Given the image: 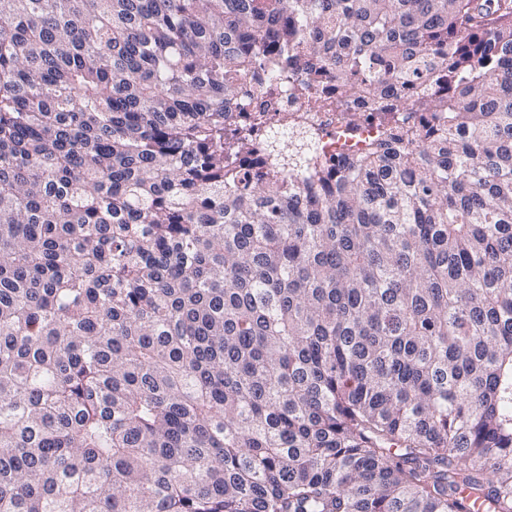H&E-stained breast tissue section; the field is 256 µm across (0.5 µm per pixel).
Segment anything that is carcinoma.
<instances>
[{"mask_svg":"<svg viewBox=\"0 0 512 512\" xmlns=\"http://www.w3.org/2000/svg\"><path fill=\"white\" fill-rule=\"evenodd\" d=\"M0 512H512V0H0ZM238 106L244 107L249 111L254 109L267 108L269 109V111H271L268 113H275L274 111L289 112L297 110L299 107V103L293 99V97L291 96V92L288 91L287 87L278 85V89L275 92L273 98L271 99L260 97L253 98L252 96L250 99H243L241 101H238L237 107H233L232 113L235 115L239 113ZM290 112L299 116L298 123L314 133L313 149L333 163L363 153L379 137L382 126L379 113H388L392 124L411 122L419 112Z\"/></svg>","mask_w":512,"mask_h":512,"instance_id":"cac0c4a2","label":"carcinoma"}]
</instances>
